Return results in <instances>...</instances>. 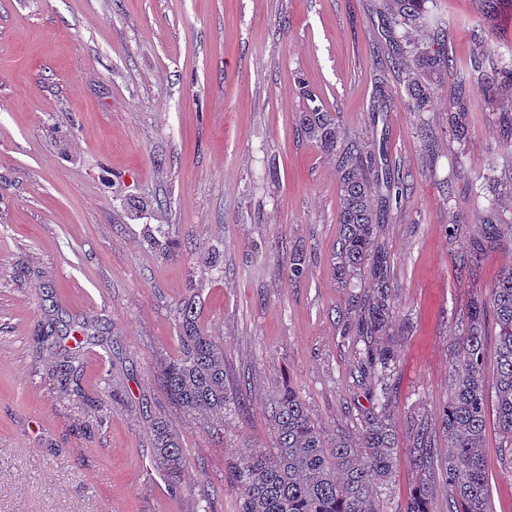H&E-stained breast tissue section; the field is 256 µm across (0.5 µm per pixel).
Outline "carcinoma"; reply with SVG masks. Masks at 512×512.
Returning <instances> with one entry per match:
<instances>
[{
  "label": "carcinoma",
  "mask_w": 512,
  "mask_h": 512,
  "mask_svg": "<svg viewBox=\"0 0 512 512\" xmlns=\"http://www.w3.org/2000/svg\"><path fill=\"white\" fill-rule=\"evenodd\" d=\"M435 0H384L385 32L397 56L399 84L407 111L419 118L433 109L437 94L436 75L450 66L448 30L435 15ZM371 112H387L394 104L384 66H379ZM508 79L512 87V55L492 57L472 53L468 76L460 79L459 97L471 80L486 90L495 77ZM301 96L310 102L300 122L304 135L323 150L334 153L340 136L335 113L316 104L306 85ZM456 139L469 135V112L452 113ZM375 145L353 141L339 155L336 223L339 236L332 255L333 269L345 284L353 279L367 282V290L351 298V316L346 336L359 351L358 373L366 386L372 407L356 435L338 431L331 436L315 424L308 409L291 386L281 390L271 406L276 448L269 455L253 448L242 450L230 463L239 512H379L376 488L391 478L398 438L391 414V377L397 370V354L391 342L395 335V301L390 276V255L380 239L377 206L385 209L411 194L416 176L401 167L396 174L379 175ZM494 247L512 248V224L487 217L474 225L468 250L457 259L460 273L473 276ZM177 355L165 362L159 373L161 387L172 403L212 427L224 424V411L239 404L226 385L224 344L199 323L195 299L176 304ZM498 327L496 377L488 394L485 375V336L489 324ZM78 367L68 358L52 375L64 392L69 391ZM493 411L502 438L512 443V266L504 269L492 288L490 303L478 299L467 308L466 328L457 348L448 399L442 406L439 429L445 452L439 459L448 484V512H490L489 478L485 462L488 411ZM413 434L410 448L416 467L434 468L428 447V424L410 418ZM153 463L171 484L187 469L180 437L168 420L158 416L152 423ZM431 485L423 479L396 512H431Z\"/></svg>",
  "instance_id": "1"
}]
</instances>
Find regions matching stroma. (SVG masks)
Returning <instances> with one entry per match:
<instances>
[{"instance_id":"1","label":"stroma","mask_w":512,"mask_h":512,"mask_svg":"<svg viewBox=\"0 0 512 512\" xmlns=\"http://www.w3.org/2000/svg\"><path fill=\"white\" fill-rule=\"evenodd\" d=\"M382 0H0V512H238L227 466L276 445L271 404L292 385L317 427L354 432L368 408L344 335L350 289L330 261L338 235L336 165L300 130L306 82L338 112L344 136L371 135L388 162L419 171L382 230L399 331L392 412L399 451L380 512L420 475L406 419L437 423L469 302L489 298L512 250L458 274L468 237L456 222L512 218V135L470 88L471 134L448 121L476 38L512 51V10L436 0L453 66L424 118V146L403 105L371 116ZM275 168H268V161ZM454 197L445 201L443 185ZM152 206L127 216L126 201ZM164 232L166 252L150 233ZM223 243L220 269L206 249ZM306 257L302 276L288 258ZM195 296L224 341L231 392L221 431L173 407L157 378L178 349L176 303ZM55 320L58 351L39 350ZM71 392L51 377L66 349ZM164 416L189 461L169 485L153 465ZM493 512H512V447L487 428Z\"/></svg>"}]
</instances>
